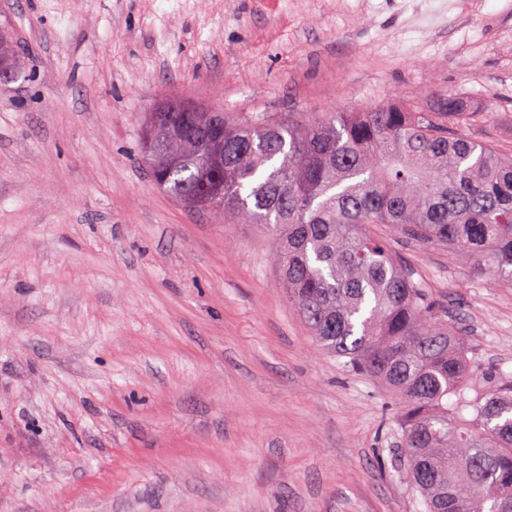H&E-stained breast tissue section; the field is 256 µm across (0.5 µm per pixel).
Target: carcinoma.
I'll list each match as a JSON object with an SVG mask.
<instances>
[{"label":"carcinoma","mask_w":512,"mask_h":512,"mask_svg":"<svg viewBox=\"0 0 512 512\" xmlns=\"http://www.w3.org/2000/svg\"><path fill=\"white\" fill-rule=\"evenodd\" d=\"M0 74L22 66L0 32ZM487 116L450 94L366 112L148 113L142 148L170 197L276 232L275 260L313 339L398 401L401 456L427 512H512V385L472 398L465 341L390 241L441 245L512 283V152L462 133Z\"/></svg>","instance_id":"obj_1"}]
</instances>
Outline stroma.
Returning a JSON list of instances; mask_svg holds the SVG:
<instances>
[{
	"label": "stroma",
	"instance_id": "stroma-1",
	"mask_svg": "<svg viewBox=\"0 0 512 512\" xmlns=\"http://www.w3.org/2000/svg\"><path fill=\"white\" fill-rule=\"evenodd\" d=\"M0 512H425L396 405L310 338L271 233L153 183L165 99L225 113L463 96L512 150V0H0ZM512 382V284L378 224ZM1 40L4 42V51L2 54L0 52V74H9L11 81H13L19 76L22 70L20 57L11 48L12 38L7 31H2L0 43Z\"/></svg>",
	"mask_w": 512,
	"mask_h": 512
}]
</instances>
